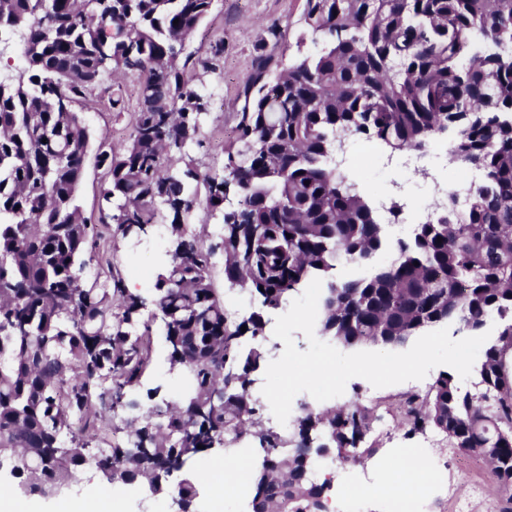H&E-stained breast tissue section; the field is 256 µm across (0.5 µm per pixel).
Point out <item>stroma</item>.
<instances>
[{
	"label": "stroma",
	"instance_id": "35a3bbf8",
	"mask_svg": "<svg viewBox=\"0 0 512 512\" xmlns=\"http://www.w3.org/2000/svg\"><path fill=\"white\" fill-rule=\"evenodd\" d=\"M305 0H215L213 9L205 22L194 32L186 44V51L205 54L216 38L224 40V66L219 74L207 78L205 87L210 92L211 109L203 119L201 145L193 147L192 153L198 161L200 181L191 185L192 191L205 195L204 177L209 174L220 158V147L229 143L238 114L243 106V84L254 61V53L260 41L269 39L272 27H279L283 42L287 45L286 57L280 58L279 66H287L289 57L297 54H313L318 50L312 42L301 41L302 15ZM83 119L91 133L92 143L106 141L120 145L130 131L128 112H117L104 107H85ZM387 149H379L376 159L369 160L361 154L350 152L345 156L343 169L356 173L355 181L370 199H378L391 193L395 185H402L406 202L424 199L428 193L426 185L412 176L403 174L396 165H383L389 157ZM195 223L207 224L208 234L203 243L214 246V281L223 293L226 304L238 318H246L255 310L257 302L247 293L229 289L224 282V255L217 242L220 237L219 224L209 222L205 211H197ZM117 265L126 282L134 283L135 291L150 297L152 272L165 262L168 249V227L153 226L147 235L138 240L114 238L111 242ZM145 390L138 398L142 407L152 404L147 392L157 390L160 396L177 398L181 388L170 374L166 362V349L162 339H155L153 360L146 372ZM408 383L384 388L373 387L365 379H350L337 404L359 401L374 408L379 417L380 430L371 431L366 444L374 445L376 452L361 463L341 468L330 490L337 506H344L348 499L361 502L362 512H389L384 489L398 478L394 461L404 453L416 451L421 443L419 434L409 432L404 418L399 415V405ZM437 447L446 451L443 473L429 469L414 480L411 491L422 503L426 512H454V499L466 496L472 474L458 466L461 454L451 448L444 433L434 432ZM248 442H240L233 448L215 447L203 453L194 463L199 495L198 512H246L249 491V475L258 463L255 455L249 454ZM228 456L237 457L238 467L231 486L216 480L218 460ZM444 478L450 487L449 496H440L432 486L437 478ZM107 483L96 469H85L80 485L72 492L50 499L23 498L24 512H107L104 504L92 501L94 491L106 488Z\"/></svg>",
	"mask_w": 512,
	"mask_h": 512
}]
</instances>
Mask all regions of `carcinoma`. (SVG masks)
I'll return each mask as SVG.
<instances>
[{
  "label": "carcinoma",
  "mask_w": 512,
  "mask_h": 512,
  "mask_svg": "<svg viewBox=\"0 0 512 512\" xmlns=\"http://www.w3.org/2000/svg\"><path fill=\"white\" fill-rule=\"evenodd\" d=\"M214 0H0V32L25 61L0 74V466L26 495L59 496L88 465L114 488L167 489L166 473L205 451L250 439L251 512H326L330 484L317 457L341 465L376 417L358 401L301 414L280 431L259 426L254 373L267 361L263 313L237 320L214 287L208 225L221 216L224 282L277 310L304 282L327 280L318 334L343 347L399 346L456 319L478 330L512 315V0H305V32L321 42L279 73L257 49L222 177L191 191L208 93L191 77L221 70L224 42L205 56L175 51ZM178 24H173V21ZM138 81L128 141L101 143V223L123 239L168 225L178 254L154 276L156 312L126 288L96 225L77 203L90 133L78 107L125 109L107 83ZM391 152H425L451 135L450 160L480 173L436 215L394 242L366 194L333 159L336 135ZM236 190L225 206L221 187ZM442 242H437V239ZM384 249L393 258L373 264ZM101 266L85 279L91 262ZM368 268L338 280L336 267ZM162 323L181 398L139 412L137 392ZM246 332H241L242 326ZM252 340L243 349V336ZM479 392L440 374L408 401L410 431L434 427L453 448L496 441L491 462L503 512H512V319L485 346ZM98 400L108 413L91 410ZM125 415L126 441L91 451L87 430ZM195 512V478L172 491Z\"/></svg>",
  "instance_id": "obj_1"
}]
</instances>
